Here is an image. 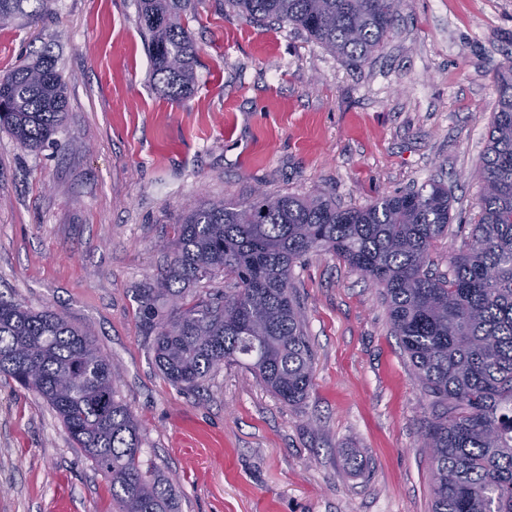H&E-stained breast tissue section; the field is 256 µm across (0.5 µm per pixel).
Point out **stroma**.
<instances>
[{"label":"stroma","mask_w":512,"mask_h":512,"mask_svg":"<svg viewBox=\"0 0 512 512\" xmlns=\"http://www.w3.org/2000/svg\"><path fill=\"white\" fill-rule=\"evenodd\" d=\"M137 0H52L0 27V73L51 46L68 112L32 152L0 129V293L86 330L137 419L141 460L181 512H431L433 416L388 322L381 288L334 254L294 271L314 354L288 406L241 364L194 390L170 385L140 326L136 288L166 263L187 211L256 191L322 193L344 207L437 179L455 228L435 272L478 219L476 177L512 53V0H401L383 49L345 64L289 25L227 0H189L196 80L164 97ZM364 466L348 472V457ZM0 512H112L104 475L50 406L0 377Z\"/></svg>","instance_id":"35a3bbf8"}]
</instances>
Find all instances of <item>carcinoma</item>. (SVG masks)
Masks as SVG:
<instances>
[{
    "label": "carcinoma",
    "instance_id": "carcinoma-1",
    "mask_svg": "<svg viewBox=\"0 0 512 512\" xmlns=\"http://www.w3.org/2000/svg\"><path fill=\"white\" fill-rule=\"evenodd\" d=\"M30 0H0V26L34 21ZM186 0H140L139 28L153 75L172 100L194 87L196 48L182 23ZM249 19L304 31L348 64L369 60L395 27L399 0H228ZM50 48L0 75V129L41 149L66 119L65 84ZM479 165V217L448 273L429 269L452 215L448 187L432 180L343 208L324 195L262 193L207 201L173 225L167 260L136 289L154 360L173 386L192 389L240 362L279 400L309 396L313 351L293 269L312 252L340 257L383 291L394 335L415 380L441 408L428 423L432 512H512V65ZM224 278L220 298L190 296ZM0 374L42 397L73 445L110 483L116 512H179L172 488L143 467L142 436L116 400L112 361L60 312H33L0 296Z\"/></svg>",
    "mask_w": 512,
    "mask_h": 512
}]
</instances>
